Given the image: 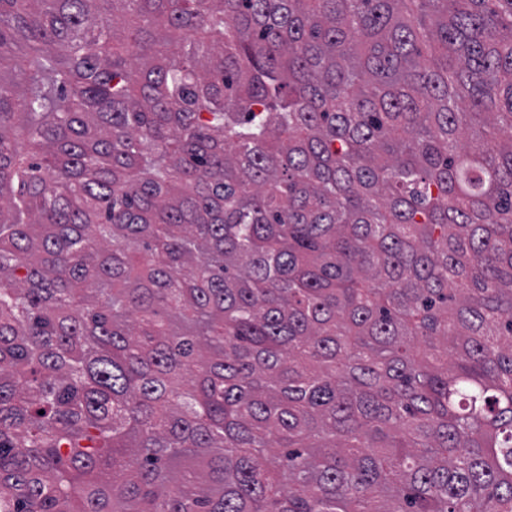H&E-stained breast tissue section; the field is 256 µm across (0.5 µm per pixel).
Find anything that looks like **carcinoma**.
Masks as SVG:
<instances>
[{"label": "carcinoma", "instance_id": "1", "mask_svg": "<svg viewBox=\"0 0 512 512\" xmlns=\"http://www.w3.org/2000/svg\"><path fill=\"white\" fill-rule=\"evenodd\" d=\"M0 512H512V0H0Z\"/></svg>", "mask_w": 512, "mask_h": 512}]
</instances>
